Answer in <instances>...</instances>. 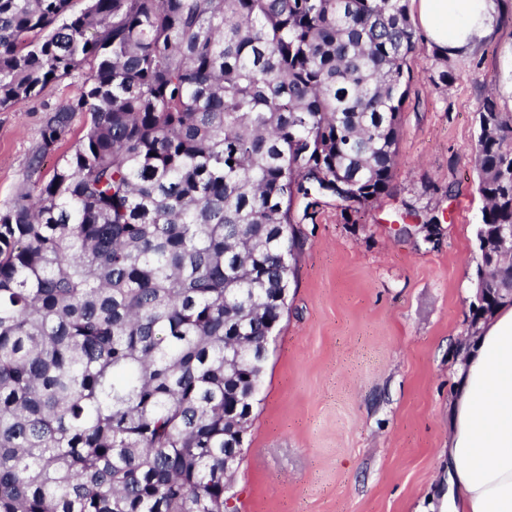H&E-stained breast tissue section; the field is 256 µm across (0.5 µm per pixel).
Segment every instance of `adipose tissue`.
<instances>
[{
	"label": "adipose tissue",
	"instance_id": "obj_1",
	"mask_svg": "<svg viewBox=\"0 0 512 512\" xmlns=\"http://www.w3.org/2000/svg\"><path fill=\"white\" fill-rule=\"evenodd\" d=\"M441 52L476 47L494 33V0H411ZM443 512H512V305H500L456 367Z\"/></svg>",
	"mask_w": 512,
	"mask_h": 512
}]
</instances>
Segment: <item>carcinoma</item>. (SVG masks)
<instances>
[{"label": "carcinoma", "instance_id": "carcinoma-1", "mask_svg": "<svg viewBox=\"0 0 512 512\" xmlns=\"http://www.w3.org/2000/svg\"><path fill=\"white\" fill-rule=\"evenodd\" d=\"M70 3L0 0V110L82 81L0 208V512H237L224 406L288 308L294 200L387 192L420 37L407 0ZM476 122L512 225V113ZM85 131V120L81 115L73 118L67 135L58 143L57 148L49 153L43 163L41 176L43 179H49L57 161L63 154L70 152L76 145L79 138Z\"/></svg>", "mask_w": 512, "mask_h": 512}]
</instances>
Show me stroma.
<instances>
[{
	"label": "stroma",
	"instance_id": "35a3bbf8",
	"mask_svg": "<svg viewBox=\"0 0 512 512\" xmlns=\"http://www.w3.org/2000/svg\"><path fill=\"white\" fill-rule=\"evenodd\" d=\"M434 50L424 42L409 62L387 193L349 214L322 201L309 220L294 204L295 274L244 436L238 512H441L453 375L481 330L476 112L487 98L512 112V0H496L490 39ZM80 89L66 78L0 111V206L26 177L45 108Z\"/></svg>",
	"mask_w": 512,
	"mask_h": 512
}]
</instances>
